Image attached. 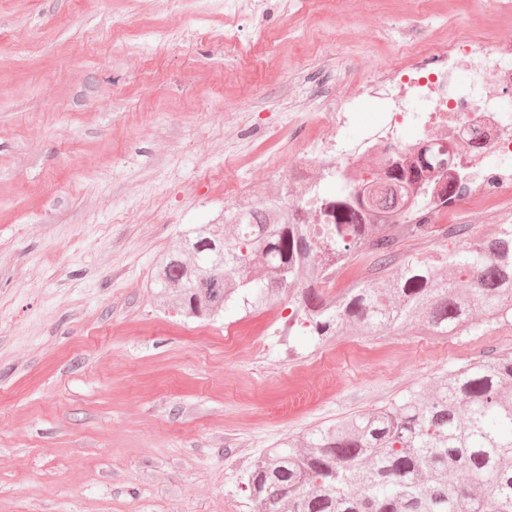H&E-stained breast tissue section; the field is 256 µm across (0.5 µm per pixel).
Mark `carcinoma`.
<instances>
[{
    "label": "carcinoma",
    "instance_id": "cac0c4a2",
    "mask_svg": "<svg viewBox=\"0 0 512 512\" xmlns=\"http://www.w3.org/2000/svg\"><path fill=\"white\" fill-rule=\"evenodd\" d=\"M432 147L325 201L328 223L283 209L293 182L222 224H190L159 257V308L215 321L286 293V336L385 337L416 325L473 329V310L512 318V224L446 251L442 268L399 244L430 234ZM412 223H405V219ZM370 260L371 278L331 296L329 268ZM253 512H512V356L474 361L394 404L289 439L244 479Z\"/></svg>",
    "mask_w": 512,
    "mask_h": 512
}]
</instances>
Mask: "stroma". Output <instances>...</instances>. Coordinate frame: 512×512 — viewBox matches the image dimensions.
<instances>
[{
  "mask_svg": "<svg viewBox=\"0 0 512 512\" xmlns=\"http://www.w3.org/2000/svg\"><path fill=\"white\" fill-rule=\"evenodd\" d=\"M421 12L431 44L512 31L483 0H309L228 51L224 0H0V512H252L245 474L283 439L512 354L511 321L286 341L287 296L187 323L147 288L225 183L288 178L319 123L282 116L289 76L385 68L386 28ZM233 112L255 126L228 165Z\"/></svg>",
  "mask_w": 512,
  "mask_h": 512,
  "instance_id": "35a3bbf8",
  "label": "stroma"
}]
</instances>
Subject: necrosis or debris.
<instances>
[{
    "label": "necrosis or debris",
    "mask_w": 512,
    "mask_h": 512,
    "mask_svg": "<svg viewBox=\"0 0 512 512\" xmlns=\"http://www.w3.org/2000/svg\"><path fill=\"white\" fill-rule=\"evenodd\" d=\"M424 25L420 14L408 21L410 35L402 43L408 63L374 71L324 100L331 120L316 136L290 144L301 188L295 207L305 222L321 221L325 197L313 186L325 174L363 172L367 158L383 168L393 154H412L426 141L446 159L445 177L466 171L461 207L512 215V113L499 108L502 95L512 94V41L465 34L432 48L419 36ZM362 99L380 101L382 112L352 140L344 131Z\"/></svg>",
    "instance_id": "1"
}]
</instances>
